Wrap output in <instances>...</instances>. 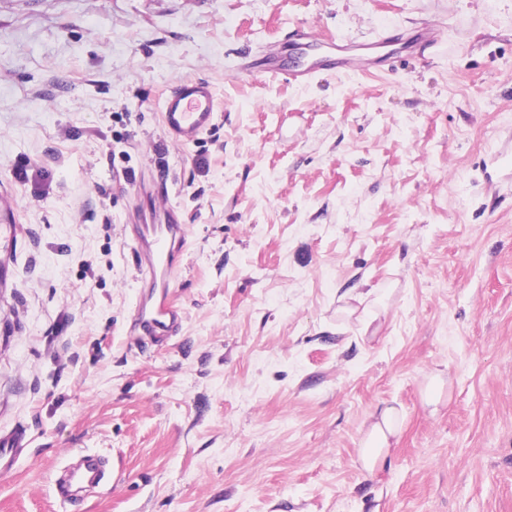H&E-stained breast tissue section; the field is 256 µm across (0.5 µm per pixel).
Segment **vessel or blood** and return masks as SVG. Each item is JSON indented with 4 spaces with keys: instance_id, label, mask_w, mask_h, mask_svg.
Wrapping results in <instances>:
<instances>
[{
    "instance_id": "obj_1",
    "label": "vessel or blood",
    "mask_w": 512,
    "mask_h": 512,
    "mask_svg": "<svg viewBox=\"0 0 512 512\" xmlns=\"http://www.w3.org/2000/svg\"><path fill=\"white\" fill-rule=\"evenodd\" d=\"M297 40L302 53L300 60L284 64L263 54L254 58V66L297 85L308 84L328 69L340 72L358 69L347 43L323 40L308 28L298 30ZM411 42L423 54L436 51L441 37L435 28L425 26L415 31ZM216 118V99L209 82L181 81L162 100V125L175 144L197 141L212 127ZM160 199L165 215L163 223L135 225L132 237L141 287L133 326L140 335L158 341L178 335L182 327L181 310L173 299L171 288L179 274L187 241V228L180 211L170 202L168 193H161ZM28 444L25 429L0 433V472L11 470ZM108 479L105 461L87 454L82 456L79 467L63 472L58 487L64 494L73 487L100 489Z\"/></svg>"
}]
</instances>
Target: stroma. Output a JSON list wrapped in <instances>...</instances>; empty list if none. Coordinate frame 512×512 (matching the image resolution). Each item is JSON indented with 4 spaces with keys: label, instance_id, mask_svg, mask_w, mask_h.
Segmentation results:
<instances>
[{
    "label": "stroma",
    "instance_id": "35a3bbf8",
    "mask_svg": "<svg viewBox=\"0 0 512 512\" xmlns=\"http://www.w3.org/2000/svg\"><path fill=\"white\" fill-rule=\"evenodd\" d=\"M443 54L295 85L296 28ZM212 84L174 146L159 101ZM167 184L179 336L131 327ZM0 512H512V0H0ZM400 427L373 473L371 414ZM110 461L69 503L57 471ZM413 46H416L419 53L424 57L426 52L435 53L437 48L441 45V37L439 32L431 27L424 26L415 30V33L410 37ZM212 85L202 80H183L164 96L161 105L162 125L178 145L197 141L217 118ZM28 444L27 432L23 428L0 433V472L11 470Z\"/></svg>",
    "mask_w": 512,
    "mask_h": 512
}]
</instances>
